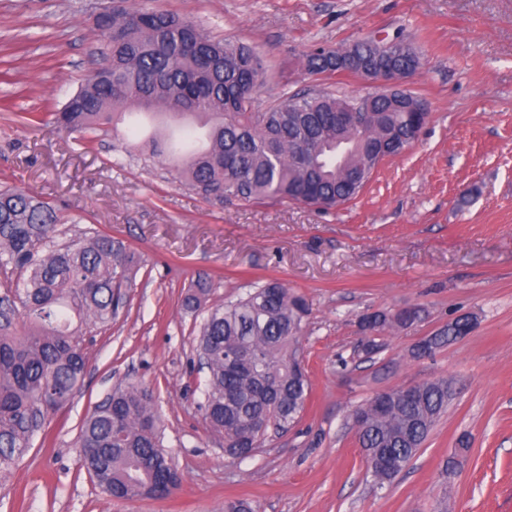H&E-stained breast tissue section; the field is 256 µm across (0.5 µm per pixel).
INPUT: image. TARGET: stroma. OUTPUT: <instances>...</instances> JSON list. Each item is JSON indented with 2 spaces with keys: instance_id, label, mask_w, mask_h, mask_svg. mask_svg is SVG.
Listing matches in <instances>:
<instances>
[{
  "instance_id": "obj_1",
  "label": "stroma",
  "mask_w": 512,
  "mask_h": 512,
  "mask_svg": "<svg viewBox=\"0 0 512 512\" xmlns=\"http://www.w3.org/2000/svg\"><path fill=\"white\" fill-rule=\"evenodd\" d=\"M111 7L166 11L254 46L263 106L313 88L376 92L353 75L309 74L306 56L403 36L421 56L407 88L429 122L334 209L210 203L172 168L132 160L123 133L56 125L103 62L94 19ZM0 184L55 205L71 232L118 238L135 261L124 306L85 337L79 389L0 472V512H224L238 499L252 512H512V0H0ZM201 276L214 303L273 278L310 307L305 411L242 459L225 457L198 407L201 319L181 300ZM413 305L423 322L376 335L378 352H364L360 316ZM462 314L474 317L469 335L411 357ZM439 377L447 411L411 463L375 485L353 410ZM131 384L151 393L183 476L165 499L111 498L82 463L84 419Z\"/></svg>"
}]
</instances>
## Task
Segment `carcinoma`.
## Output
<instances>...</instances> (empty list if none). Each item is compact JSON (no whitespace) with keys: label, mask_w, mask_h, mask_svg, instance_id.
<instances>
[{"label":"carcinoma","mask_w":512,"mask_h":512,"mask_svg":"<svg viewBox=\"0 0 512 512\" xmlns=\"http://www.w3.org/2000/svg\"><path fill=\"white\" fill-rule=\"evenodd\" d=\"M106 42V77L91 76L56 113L65 130L87 132L126 126L130 149L172 165L181 182L213 204L288 200L331 209L356 198L383 161L402 154L421 126L416 101L398 104L385 96H336L320 91L256 105L265 79L263 60L237 40L215 39L199 26L160 10H114L97 28ZM400 35L381 47L368 38L349 55L385 56L398 69L416 71L421 56ZM340 48L306 55L309 72L339 73ZM365 110L354 129L336 114ZM364 174L349 179V170ZM56 209L36 196L0 188V266L24 275L16 289L25 327L15 334L10 318L0 325V470L23 457L51 411L64 407L87 366L83 327L107 326L131 286L132 257L120 242L99 231L56 242ZM205 279L187 289L182 306L203 312L197 354L207 370L202 403L224 454L240 457L242 446H262L269 433L286 431L305 410L309 383L300 337L308 315L305 299L277 280H267L236 301L209 304ZM423 319L419 307L363 316L379 334L410 328ZM446 326L424 349L453 342ZM451 397L448 380L415 385L406 402L389 390L385 407L365 402L360 447L367 473L379 486L391 482L417 455ZM161 419L152 396L135 385L118 387L83 422L78 444L88 471L116 499L147 497L172 458L163 449Z\"/></svg>","instance_id":"cac0c4a2"}]
</instances>
